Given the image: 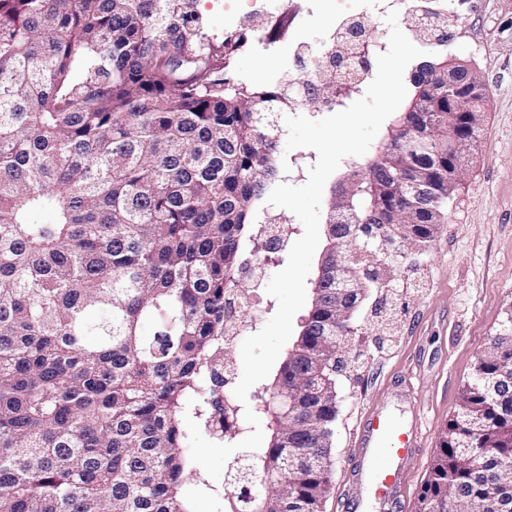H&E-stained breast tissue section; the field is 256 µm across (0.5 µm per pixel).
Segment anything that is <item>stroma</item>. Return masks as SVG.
Masks as SVG:
<instances>
[{
	"instance_id": "stroma-1",
	"label": "stroma",
	"mask_w": 512,
	"mask_h": 512,
	"mask_svg": "<svg viewBox=\"0 0 512 512\" xmlns=\"http://www.w3.org/2000/svg\"><path fill=\"white\" fill-rule=\"evenodd\" d=\"M440 4L458 22L428 50L471 63L486 88L483 123L428 252L412 257L397 289H373L356 313L336 376L333 473L323 512H349L358 498L366 512H380L351 476L359 423L377 403L390 404L403 423L420 417L422 446L404 473L399 510L416 512L460 389L512 306V0ZM237 7L236 22L257 25L233 63L234 77L249 85L298 77L302 63L283 58L289 44L320 42L341 14L340 0H272L263 12L239 0Z\"/></svg>"
}]
</instances>
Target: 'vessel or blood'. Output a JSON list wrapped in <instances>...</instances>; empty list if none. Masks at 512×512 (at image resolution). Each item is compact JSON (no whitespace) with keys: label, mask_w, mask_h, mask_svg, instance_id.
Instances as JSON below:
<instances>
[{"label":"vessel or blood","mask_w":512,"mask_h":512,"mask_svg":"<svg viewBox=\"0 0 512 512\" xmlns=\"http://www.w3.org/2000/svg\"><path fill=\"white\" fill-rule=\"evenodd\" d=\"M419 439L418 420L398 423L388 406L378 405L364 415L354 476L379 504L401 503L406 492L403 472L419 447Z\"/></svg>","instance_id":"1"}]
</instances>
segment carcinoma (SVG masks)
Segmentation results:
<instances>
[{
	"mask_svg": "<svg viewBox=\"0 0 512 512\" xmlns=\"http://www.w3.org/2000/svg\"><path fill=\"white\" fill-rule=\"evenodd\" d=\"M204 28L197 0H0V512H193L183 485L208 480L185 416L233 445L247 408L267 446L233 459L226 512H322L336 371L355 334L336 302L358 308L447 219L458 180L437 144L472 101L448 111L444 59L412 83L403 130L329 200L327 264L336 233L374 235L360 287L338 298L314 284L273 381L247 407L224 405L226 300L244 294L242 254L266 258L252 224L278 179L281 114L306 84L235 82L247 28ZM507 333L512 307L461 389L417 512H512Z\"/></svg>",
	"mask_w": 512,
	"mask_h": 512,
	"instance_id": "obj_1",
	"label": "carcinoma"
}]
</instances>
